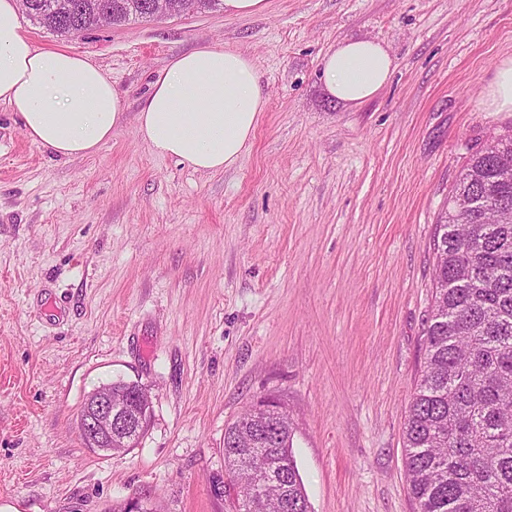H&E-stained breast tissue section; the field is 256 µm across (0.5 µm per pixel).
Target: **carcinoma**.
<instances>
[{
	"instance_id": "cac0c4a2",
	"label": "carcinoma",
	"mask_w": 512,
	"mask_h": 512,
	"mask_svg": "<svg viewBox=\"0 0 512 512\" xmlns=\"http://www.w3.org/2000/svg\"><path fill=\"white\" fill-rule=\"evenodd\" d=\"M28 16L47 30L77 35L99 26L142 19L129 0H29ZM470 197L471 210L450 209L435 227L433 305L425 329V361L404 426L405 465L418 512H512V222L489 221V206L512 209V174L495 158L472 155L452 198ZM274 422L241 415L224 430V465L239 489L240 512H310L293 455V428L276 400ZM258 449L268 476L254 495Z\"/></svg>"
}]
</instances>
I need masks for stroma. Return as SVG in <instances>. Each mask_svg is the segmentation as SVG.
<instances>
[{"mask_svg": "<svg viewBox=\"0 0 512 512\" xmlns=\"http://www.w3.org/2000/svg\"><path fill=\"white\" fill-rule=\"evenodd\" d=\"M126 120L88 157L33 143L0 102V505L235 512L224 429L273 397L294 423L311 512H417L403 431L425 357L433 235L469 158L512 130L483 103L512 58V0H266L60 36ZM389 47L388 85L360 105L319 80L346 38ZM254 58L266 107L231 169L155 155L136 114L178 54ZM122 378L150 393L140 443L84 446L78 413ZM266 0H199V12L224 7V12L232 15H254L262 12Z\"/></svg>", "mask_w": 512, "mask_h": 512, "instance_id": "stroma-1", "label": "stroma"}]
</instances>
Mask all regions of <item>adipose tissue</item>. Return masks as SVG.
Returning a JSON list of instances; mask_svg holds the SVG:
<instances>
[{
    "mask_svg": "<svg viewBox=\"0 0 512 512\" xmlns=\"http://www.w3.org/2000/svg\"><path fill=\"white\" fill-rule=\"evenodd\" d=\"M395 59L378 41L343 39L322 60L331 99L359 105L386 85ZM19 112L34 143L68 158L91 155L125 120L106 72L66 51L40 50L23 30L18 0H0V102ZM266 99L254 61L204 46L154 77L137 129L152 150L198 172L233 166L248 149Z\"/></svg>",
    "mask_w": 512,
    "mask_h": 512,
    "instance_id": "adipose-tissue-1",
    "label": "adipose tissue"
}]
</instances>
